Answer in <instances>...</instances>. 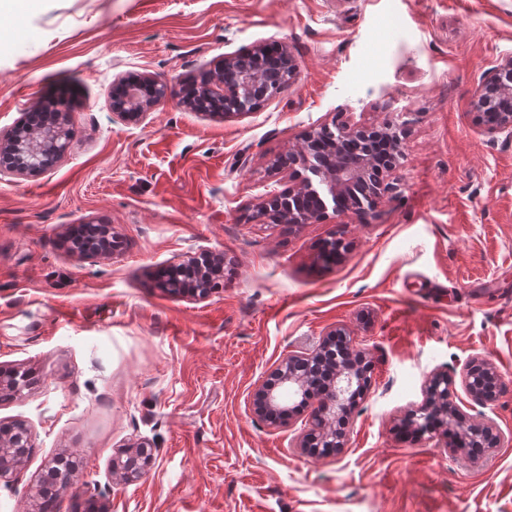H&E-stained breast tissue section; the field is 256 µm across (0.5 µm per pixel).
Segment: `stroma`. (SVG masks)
<instances>
[{
	"label": "stroma",
	"instance_id": "stroma-1",
	"mask_svg": "<svg viewBox=\"0 0 512 512\" xmlns=\"http://www.w3.org/2000/svg\"><path fill=\"white\" fill-rule=\"evenodd\" d=\"M0 17V134L62 94L73 143L51 169L0 172V369L30 372L0 421L32 448L0 482V512H34L60 455L82 462L57 512H512V139L471 105L512 55V0H29ZM287 46L297 73L246 115L186 109L225 56ZM171 96L140 123L110 108L117 75ZM404 128L393 191L368 223L329 214L284 232L252 221L299 184L272 161L311 129ZM111 224V259L70 255L67 228ZM349 249L318 261L323 242ZM227 259L207 298L158 288L161 266ZM346 328L370 366L346 448L313 458L251 394L288 354ZM491 362L506 388L478 407L504 436L481 462L400 432L427 375ZM154 448L147 477L113 481L124 446Z\"/></svg>",
	"mask_w": 512,
	"mask_h": 512
}]
</instances>
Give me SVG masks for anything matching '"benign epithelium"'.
<instances>
[{
	"mask_svg": "<svg viewBox=\"0 0 512 512\" xmlns=\"http://www.w3.org/2000/svg\"><path fill=\"white\" fill-rule=\"evenodd\" d=\"M295 73V64L288 49L280 46L266 50L258 48L249 54L224 57V66L212 74L185 101L194 112L224 110V116L244 115L254 111L262 103L283 93L291 82L270 86L282 67ZM171 89L163 82L146 76L138 82V88L128 90L111 101L112 111L133 122L143 120L170 96ZM471 103L482 113L484 127L490 135L504 134L512 138V56L487 72L473 87ZM72 118L68 112L38 119L28 113L15 126L26 134L17 136L9 132L0 136V169L24 175L36 172L34 164L46 160L51 168L71 148ZM369 128L338 122L333 127L322 126L307 135L304 142L288 152V158L275 168L302 165L325 186L326 192L316 188L306 179L296 188L288 189V196L300 201L309 198L317 203L315 209L302 206L285 207L283 195L273 193L258 207V216L273 224L290 227L299 224H318L328 210L335 213L352 212L365 214L360 196L376 203L391 187L377 183L372 170L370 147H360L361 157L355 163L346 159L347 151L364 138ZM112 225L87 224L83 237L72 240L67 237L68 251L80 258L113 257L117 247L113 243ZM189 272L183 293L205 298L211 292L213 282L224 277V255L207 253L205 263L191 259L182 263ZM348 332L342 327L330 329L318 344L305 352H290L261 381L252 393L256 412L275 425L286 423L291 415L290 401L295 396H305L308 391L307 376L302 367L316 358L323 357L328 341ZM362 351L352 343L346 344L344 361L337 364L330 383L321 392L322 401L311 412V427L306 434L303 448L314 457L339 454L346 448L351 424V395L359 389L366 393L371 385L369 375L362 372ZM502 376L489 362L472 359L464 367L461 382L472 400L481 407L494 404L499 398ZM431 418L428 431L442 436L443 447L453 453H463L473 463L483 459L487 452L500 446L502 434L494 422L483 414H470L455 401V380L446 372L430 374L423 386V401L411 411L406 421L419 423L421 417ZM30 448L31 432L22 423L18 431L0 429V481L8 479L17 466L4 454L5 448ZM154 460L150 443L140 441L128 445L121 456L112 460V474L127 480L141 479L148 475Z\"/></svg>",
	"mask_w": 512,
	"mask_h": 512,
	"instance_id": "obj_1",
	"label": "benign epithelium"
}]
</instances>
